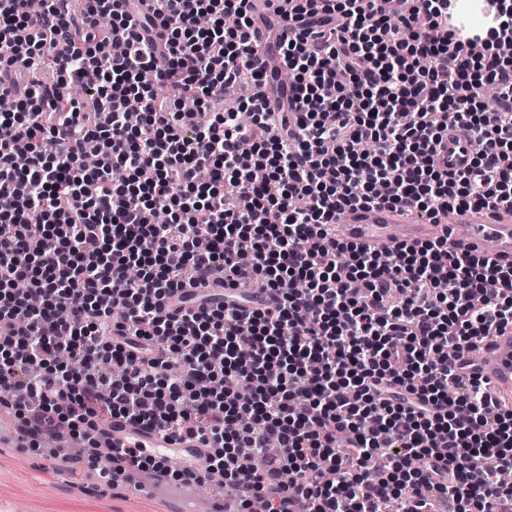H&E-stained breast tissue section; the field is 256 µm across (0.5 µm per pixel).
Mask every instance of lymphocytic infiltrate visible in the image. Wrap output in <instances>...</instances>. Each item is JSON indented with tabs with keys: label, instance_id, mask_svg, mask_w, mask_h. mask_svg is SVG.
I'll use <instances>...</instances> for the list:
<instances>
[{
	"label": "lymphocytic infiltrate",
	"instance_id": "1",
	"mask_svg": "<svg viewBox=\"0 0 512 512\" xmlns=\"http://www.w3.org/2000/svg\"><path fill=\"white\" fill-rule=\"evenodd\" d=\"M326 2L318 19L269 0L301 24L275 43L283 91L247 39L251 0H0V403L34 440L64 424L97 445L104 412L200 443L240 512H512L495 482L512 412L451 357L512 329V264L336 236L352 206L512 210V21L489 43L462 37L450 0ZM241 82L210 123L184 105ZM452 127L483 144L461 170L439 161ZM217 271L261 298L166 313ZM108 450L118 470L188 478L133 439ZM432 459L437 496L414 498Z\"/></svg>",
	"mask_w": 512,
	"mask_h": 512
}]
</instances>
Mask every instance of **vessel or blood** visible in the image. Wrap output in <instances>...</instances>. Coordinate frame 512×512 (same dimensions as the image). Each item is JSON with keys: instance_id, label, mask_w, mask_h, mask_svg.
<instances>
[{"instance_id": "b4317fda", "label": "vessel or blood", "mask_w": 512, "mask_h": 512, "mask_svg": "<svg viewBox=\"0 0 512 512\" xmlns=\"http://www.w3.org/2000/svg\"><path fill=\"white\" fill-rule=\"evenodd\" d=\"M439 152L442 163L452 169L467 167L472 155L469 139L458 132L449 133ZM447 224L450 241L458 251L487 255L503 263L512 261V221L502 213L456 210L449 212ZM336 234L371 247L410 244L433 236L427 220H415L383 206L347 210L336 221ZM460 363L467 374L484 383L494 406L512 409V331L476 342L464 351ZM174 463L180 468L201 471L206 467V458L195 451L193 444L184 443L179 445Z\"/></svg>"}]
</instances>
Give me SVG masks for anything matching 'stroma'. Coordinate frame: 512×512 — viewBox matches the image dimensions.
<instances>
[{
  "mask_svg": "<svg viewBox=\"0 0 512 512\" xmlns=\"http://www.w3.org/2000/svg\"><path fill=\"white\" fill-rule=\"evenodd\" d=\"M77 447L81 437H74ZM63 449L23 448L18 444V413L0 405V512H185L188 499L205 494L216 503L220 485L201 481L193 488L138 489L137 475H118L114 485H99L88 457L108 465L97 449L87 455Z\"/></svg>",
  "mask_w": 512,
  "mask_h": 512,
  "instance_id": "1",
  "label": "stroma"
}]
</instances>
